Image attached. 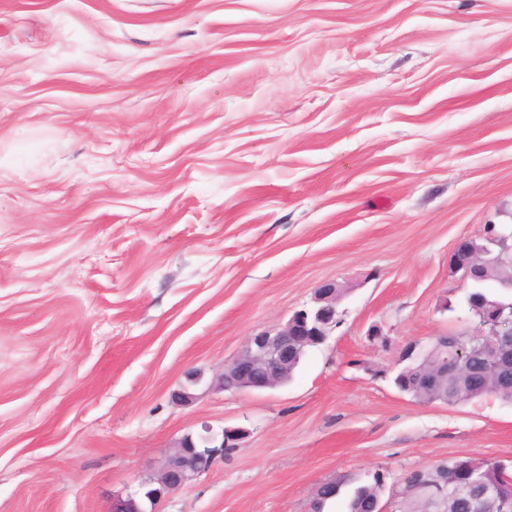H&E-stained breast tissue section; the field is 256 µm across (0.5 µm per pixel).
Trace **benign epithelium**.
Listing matches in <instances>:
<instances>
[{"instance_id":"benign-epithelium-1","label":"benign epithelium","mask_w":512,"mask_h":512,"mask_svg":"<svg viewBox=\"0 0 512 512\" xmlns=\"http://www.w3.org/2000/svg\"><path fill=\"white\" fill-rule=\"evenodd\" d=\"M498 247L497 252L482 249L475 245V238H464L448 258L449 269L463 284L470 285L486 279L493 267L511 268L512 237L502 238ZM342 297L343 290L337 282L319 284L311 304L295 310L285 323L260 330L248 338L243 351L224 368L218 386L230 390L224 383L226 379L235 384L237 391L266 390L286 384L288 337H310L316 344L324 343L340 321L338 305ZM473 311L478 319L471 336L483 356L485 369L499 374L501 382L512 389V308L488 307L476 301ZM244 435L242 428H225L217 436L204 424L198 439L185 436L167 457L157 486L143 492L151 510L154 512L165 495L180 489L190 477L207 472L215 458L224 455V449L237 447ZM422 489L426 490L432 512H447L448 502L457 497L475 502L474 512H512V496L497 492L492 482L475 491L466 481L450 487L419 480L410 491Z\"/></svg>"}]
</instances>
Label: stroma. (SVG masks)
I'll use <instances>...</instances> for the list:
<instances>
[{
    "mask_svg": "<svg viewBox=\"0 0 512 512\" xmlns=\"http://www.w3.org/2000/svg\"><path fill=\"white\" fill-rule=\"evenodd\" d=\"M489 223L512 0H0V512H110L205 424L247 435L159 512L511 461L512 405L393 384L468 328L448 256ZM328 280L342 322L290 382L218 387ZM471 461H479L480 467L475 470L473 479L474 481L481 482L484 476L487 473L495 472L497 470L498 464L503 463L495 458H482V459H457L450 460L449 462H442L428 468L432 476L439 477L447 471L448 478L452 475V467L455 465H466ZM448 465L450 468H448Z\"/></svg>",
    "mask_w": 512,
    "mask_h": 512,
    "instance_id": "stroma-1",
    "label": "stroma"
}]
</instances>
